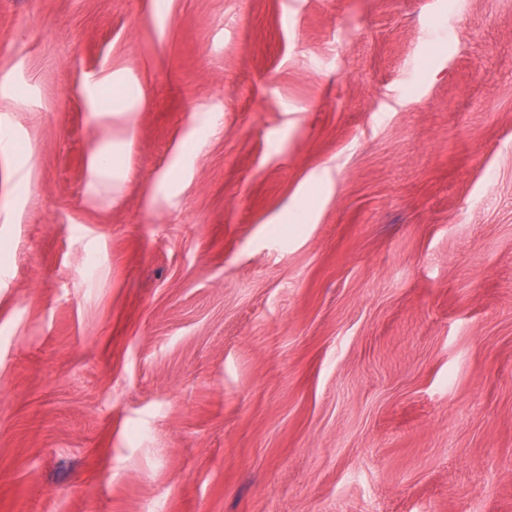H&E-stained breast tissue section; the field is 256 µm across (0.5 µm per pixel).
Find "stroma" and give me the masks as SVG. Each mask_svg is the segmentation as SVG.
<instances>
[{"label":"stroma","mask_w":512,"mask_h":512,"mask_svg":"<svg viewBox=\"0 0 512 512\" xmlns=\"http://www.w3.org/2000/svg\"><path fill=\"white\" fill-rule=\"evenodd\" d=\"M0 512H512V0H0Z\"/></svg>","instance_id":"1"}]
</instances>
